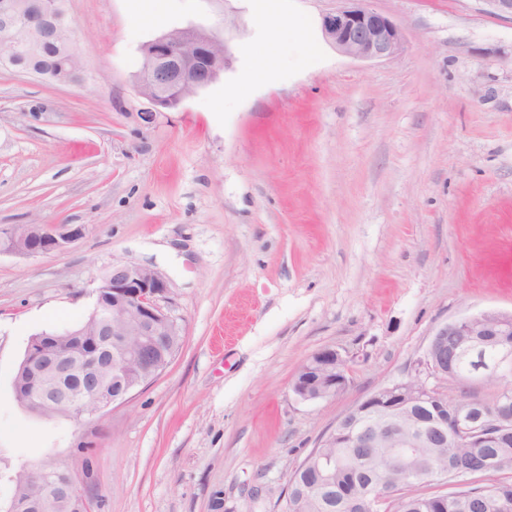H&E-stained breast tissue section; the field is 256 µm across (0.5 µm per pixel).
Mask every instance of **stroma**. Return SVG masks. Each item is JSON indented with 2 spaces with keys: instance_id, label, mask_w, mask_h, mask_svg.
Masks as SVG:
<instances>
[{
  "instance_id": "stroma-1",
  "label": "stroma",
  "mask_w": 512,
  "mask_h": 512,
  "mask_svg": "<svg viewBox=\"0 0 512 512\" xmlns=\"http://www.w3.org/2000/svg\"><path fill=\"white\" fill-rule=\"evenodd\" d=\"M277 2L275 40L255 0H66L84 82L0 68V228L88 227L0 254V512L24 466L67 469L91 512H280L299 463L440 325L512 313V20L368 0L404 44L364 61L322 38L340 0ZM184 28L224 40L229 65L141 127V49ZM115 264L166 280L178 351L99 417L30 415L12 385L30 338L80 323ZM323 348L348 387L300 400ZM55 228L47 229L43 224H16L1 232L0 254L37 257L60 252L82 239L87 230L84 224H62Z\"/></svg>"
}]
</instances>
